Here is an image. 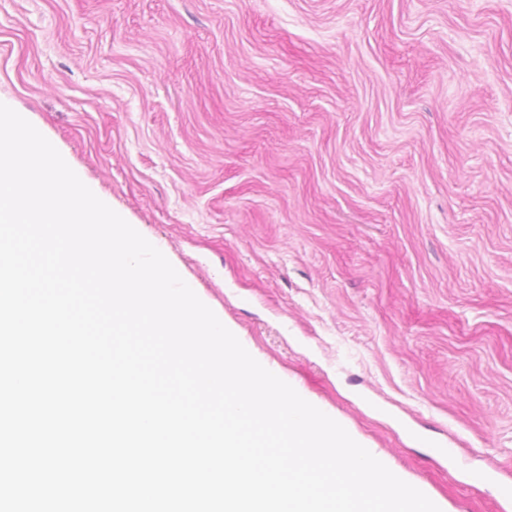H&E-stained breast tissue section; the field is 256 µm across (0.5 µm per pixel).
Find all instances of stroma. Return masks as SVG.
<instances>
[{
  "label": "stroma",
  "mask_w": 512,
  "mask_h": 512,
  "mask_svg": "<svg viewBox=\"0 0 512 512\" xmlns=\"http://www.w3.org/2000/svg\"><path fill=\"white\" fill-rule=\"evenodd\" d=\"M0 100L441 512H512V0H0Z\"/></svg>",
  "instance_id": "obj_1"
}]
</instances>
